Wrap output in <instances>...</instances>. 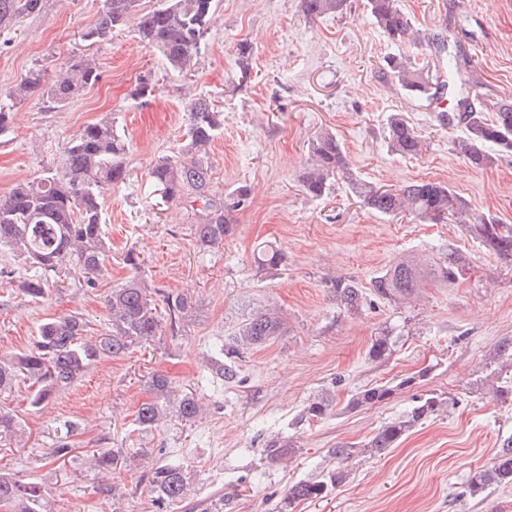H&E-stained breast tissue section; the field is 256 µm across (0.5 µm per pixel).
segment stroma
<instances>
[{
  "label": "stroma",
  "instance_id": "35a3bbf8",
  "mask_svg": "<svg viewBox=\"0 0 512 512\" xmlns=\"http://www.w3.org/2000/svg\"><path fill=\"white\" fill-rule=\"evenodd\" d=\"M398 4L419 33L417 43L389 40L366 0H346L342 11L312 19L300 0H219L215 24L186 76L165 70L132 22L86 46L81 34L96 23L104 0H45L40 12L0 34V92L39 64L46 80L56 79L73 54L93 55L103 71L99 84L65 108L38 94L16 106L11 131L0 137V197L39 176L80 128L100 119L115 120L130 170L104 198L112 252L97 287L70 280L35 302L0 278V355L31 349L45 319L72 312L82 314L88 335L104 333L105 298L128 279L131 251L157 309H164L167 292L195 303L179 330L162 319L161 336L93 364L41 413L29 412L24 388L1 397L18 431L0 446V470L40 483L57 512H158L141 468L117 471L125 492L119 501L97 493L100 478L85 469L84 458L115 449L187 471L188 495L167 512H280L289 486L319 475L331 449L359 450L413 397L434 392L453 398L447 413L414 428L386 454L352 456L345 481L330 495L296 503L291 512H512V485L475 496L468 491L471 475L512 439V400L494 394L512 380V356L497 353L512 340V266L450 220L385 218L365 208L343 179L319 199L301 182L312 141L328 131L356 177L386 188L442 182L476 216L512 224V153H497L490 167H471L456 153L457 132L441 122L438 104L410 98L383 76L392 55L435 61L433 38L442 35L472 58L481 98H512V0ZM243 41L253 46L245 82L237 54ZM145 75L156 91L143 103L131 91ZM198 95L213 100L223 118L208 156L215 187L250 191L232 215L233 235L206 251L196 244L192 210L164 201L148 176L159 157L178 155L188 103ZM396 116L425 141L420 157L391 150L387 127ZM263 241L282 252L278 268L254 266L252 252ZM451 246L472 262L454 285L430 282L411 305L371 294L358 314L336 302L334 278L366 288L401 257ZM259 309L278 311L287 331L246 351L234 381L220 379L211 357ZM385 327L396 329V346L371 359V342ZM155 372L205 403V414L190 423L170 417L155 428L140 426L137 411L150 398L145 382ZM408 377L412 385L390 400L348 410L356 392ZM324 391L336 398L331 414L302 419L307 403ZM68 420L83 424L72 438L76 457L52 460ZM275 441L296 450L288 468L264 460Z\"/></svg>",
  "mask_w": 512,
  "mask_h": 512
}]
</instances>
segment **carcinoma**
I'll return each instance as SVG.
<instances>
[{
    "instance_id": "cac0c4a2",
    "label": "carcinoma",
    "mask_w": 512,
    "mask_h": 512,
    "mask_svg": "<svg viewBox=\"0 0 512 512\" xmlns=\"http://www.w3.org/2000/svg\"><path fill=\"white\" fill-rule=\"evenodd\" d=\"M138 0H104L103 10L94 26L87 28L82 39L95 44L112 30L126 25L136 12ZM345 0H301L308 17H319L343 10ZM43 0H0V32L13 27L18 19L39 12ZM367 10L375 24L393 42H416L419 34L412 27L398 0H367ZM215 14V0H158L157 6L138 17L137 29L142 42L152 48L166 68L186 73L194 64L209 33ZM440 58L430 65L405 55L385 59V74L411 98L440 100V91L450 90L451 111L441 113L442 121L461 127L455 138L457 154L477 169L494 162L491 150L512 152V99L505 98L477 105L465 95L469 84L471 60L462 51L438 39ZM252 45L239 43L241 79L250 75L248 61ZM102 80L96 60L82 55L69 61L58 77L47 84L44 70L34 67L9 91L0 95V135L11 128L14 107L36 91L56 108L78 101L88 89ZM155 83L149 76L139 79L132 91L137 99L154 96ZM223 125L221 112L206 97L191 99L187 128L180 156L161 157L152 166L150 177L165 201L184 202L194 208V236L202 250L224 244L231 235L232 212L244 203L249 190L240 186L224 192L212 185L208 148ZM389 146L404 157L422 154L425 143L403 118H394L388 126ZM125 141L110 119L85 125L59 153L55 164L32 181L16 185L9 195L0 198V249L38 268L32 278L16 282L17 292L32 301H42L50 287L71 273H79L87 287L93 288L102 275L110 253L102 222V199L112 185L127 179ZM341 176L364 206L385 217L408 212L421 220L438 221L445 217L460 225L488 252L512 264V225L488 217H476L464 199L440 182H410L395 190L358 179L346 163L336 136L325 132L311 144L307 167L302 176L306 193L319 199L329 190L331 181ZM200 207H194L195 203ZM281 253L266 246L255 256L257 267L265 270L280 265ZM470 269L469 259L459 250L448 247L436 257L409 256L394 262L370 284L374 294L389 302L407 303L419 295L420 288L432 280L453 284ZM336 302L351 313L358 312L365 294L358 283L345 279L331 280ZM150 288L137 276L107 295L109 328L101 336L83 338L82 317L71 314L49 318L40 324L32 349L0 356V395L9 394L23 385L30 410L39 412L76 383L95 361L118 357L131 348L156 336L159 316L154 313ZM166 313L171 326L193 316L194 303L184 295L164 294ZM285 332V322L277 314L257 310L243 320L230 343L219 348L221 358L214 361L216 373L232 380L236 377V359L243 351L261 347ZM394 346L392 331L386 330L372 340L369 354L382 358ZM407 378L396 385H376L355 393L348 408L357 410L391 398L409 384ZM153 399L137 411V421L152 428L174 414L191 422L203 412L193 396L176 393L167 377L153 374L147 381ZM334 399L328 392L314 397L304 416L323 419L333 409ZM449 398L437 393L420 397L414 404L382 426L362 448H335L334 464L321 476L299 480L288 487V505L322 499L347 476L343 468L354 454L383 455L394 448L418 424L447 411ZM78 424L65 425L57 436L50 456L68 457L75 446L71 437ZM86 469L105 475L126 469L135 460L114 450L100 449L84 459ZM153 502L158 509L183 501L189 482L178 466L155 464L146 474ZM490 485H512V440L504 443L491 466L473 473L470 492L476 494ZM0 509L4 512H53L36 483L24 482L17 475L0 472Z\"/></svg>"
}]
</instances>
